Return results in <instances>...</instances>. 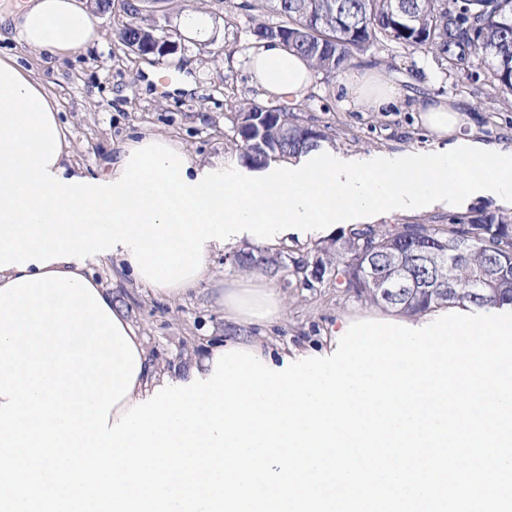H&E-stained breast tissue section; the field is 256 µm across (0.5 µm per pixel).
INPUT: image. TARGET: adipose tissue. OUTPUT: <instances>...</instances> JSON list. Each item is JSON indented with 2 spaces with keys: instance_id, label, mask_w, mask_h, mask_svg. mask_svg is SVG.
Returning <instances> with one entry per match:
<instances>
[{
  "instance_id": "obj_1",
  "label": "adipose tissue",
  "mask_w": 512,
  "mask_h": 512,
  "mask_svg": "<svg viewBox=\"0 0 512 512\" xmlns=\"http://www.w3.org/2000/svg\"><path fill=\"white\" fill-rule=\"evenodd\" d=\"M0 25L12 27L27 48L57 56L103 38L82 0H22L0 15ZM250 69L264 96L289 105L313 84L310 63L276 40L255 44ZM346 94L365 112L386 111L395 100L379 71L355 76ZM465 110L441 96L420 106L418 122L436 144L426 156L377 154L346 167L313 149L248 172L225 169L220 158L195 161L182 146L149 134L120 145L104 175L91 178L70 160L53 99L16 58L0 56V287L51 271L89 280L84 260L95 257L115 263L155 298L173 302L207 285L234 324L278 322L287 307L276 289L250 277L216 280L213 257L226 244L244 237L264 244L308 225L362 224L396 208L488 196L512 202V143L475 140ZM476 168L481 176H473ZM162 185L173 188V198L161 199ZM96 290L142 353L135 385L111 410V422L164 379L209 377L216 347L192 368L164 372L144 355V339L111 289Z\"/></svg>"
}]
</instances>
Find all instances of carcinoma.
I'll return each instance as SVG.
<instances>
[{
  "label": "carcinoma",
  "mask_w": 512,
  "mask_h": 512,
  "mask_svg": "<svg viewBox=\"0 0 512 512\" xmlns=\"http://www.w3.org/2000/svg\"><path fill=\"white\" fill-rule=\"evenodd\" d=\"M169 0H124L128 20L116 31L131 47L150 18ZM237 8L271 14L273 24L251 30L254 41L278 39L327 76L353 66L372 48L423 50L466 72L474 61L487 66L494 85L512 90V0H243ZM254 103L235 106L233 120L243 162L261 168L277 158L318 146L327 135L298 116L276 109L264 134L251 123ZM472 244L453 266L427 255L447 253L448 242ZM402 260L407 288L383 298L375 281L392 275ZM241 270L264 267L287 272L305 288L326 282L355 298L405 317L441 308L512 306V215L481 210L446 224H359L316 248L313 256L288 258L280 251H240Z\"/></svg>",
  "instance_id": "carcinoma-1"
}]
</instances>
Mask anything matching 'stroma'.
Returning a JSON list of instances; mask_svg holds the SVG:
<instances>
[{
  "mask_svg": "<svg viewBox=\"0 0 512 512\" xmlns=\"http://www.w3.org/2000/svg\"><path fill=\"white\" fill-rule=\"evenodd\" d=\"M199 10L210 21V34L202 40L188 37L180 25L182 16ZM96 20L105 33L103 42L62 58L0 39V55L18 56L55 101L75 150L74 163L88 176H100L123 141L148 131L170 138L191 155L220 156L225 167L240 166L233 110L239 103L266 102L250 82L248 61L253 26L272 23V16L229 9L226 0H170L166 12L154 17L177 44L176 53L162 61L133 53L115 37L126 20L122 0H112L111 12ZM373 69L383 71L396 90L389 111L361 112L347 101V80ZM432 96L468 102L483 142H512V92L495 90L483 65L461 76L430 53L395 47L367 52L354 69L315 75L312 93L292 111L305 124L325 130L324 148L345 159L394 152L425 155L433 146L415 109ZM480 208L501 212L505 206L490 197L482 205L463 203L452 210L434 204L415 212L395 211L378 224H445ZM86 265L100 282L116 284L115 300L144 336L151 360L169 371L184 369L209 345L240 338L275 353L315 354L326 348L342 319L372 314L367 303L344 292L290 286L282 276L259 268L256 276L284 296L288 316L240 331L225 320L209 290L166 303L131 281L113 282L110 264L90 258Z\"/></svg>",
  "mask_w": 512,
  "mask_h": 512,
  "instance_id": "35a3bbf8",
  "label": "stroma"
}]
</instances>
